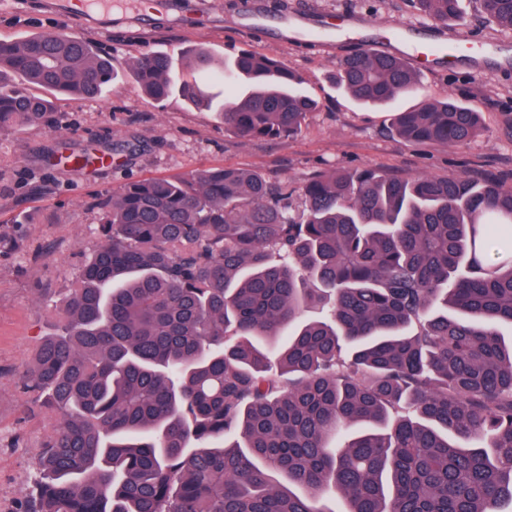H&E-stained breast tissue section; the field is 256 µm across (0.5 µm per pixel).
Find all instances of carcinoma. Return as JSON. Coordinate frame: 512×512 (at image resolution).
<instances>
[{
	"label": "carcinoma",
	"instance_id": "obj_1",
	"mask_svg": "<svg viewBox=\"0 0 512 512\" xmlns=\"http://www.w3.org/2000/svg\"><path fill=\"white\" fill-rule=\"evenodd\" d=\"M512 29V0H476ZM437 24L461 0H410ZM189 65L216 61L203 47ZM249 92L217 108L246 139L297 134L318 103L239 52ZM140 91L203 102L166 52ZM95 97L112 61L66 33L0 41V131L56 130L13 83ZM335 82L361 105L422 94L401 56L361 50ZM405 142L454 145L481 113L448 96L398 112ZM112 158L71 153L86 168ZM303 210L254 170L130 180L98 200L102 242L34 350L55 425L21 512H502L512 504V188L369 167L310 177ZM316 309V319L301 320Z\"/></svg>",
	"mask_w": 512,
	"mask_h": 512
}]
</instances>
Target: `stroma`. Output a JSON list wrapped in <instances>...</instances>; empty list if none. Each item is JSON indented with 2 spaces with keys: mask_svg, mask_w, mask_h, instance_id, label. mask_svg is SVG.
Returning <instances> with one entry per match:
<instances>
[{
  "mask_svg": "<svg viewBox=\"0 0 512 512\" xmlns=\"http://www.w3.org/2000/svg\"><path fill=\"white\" fill-rule=\"evenodd\" d=\"M307 7L316 19L359 22V35L338 32L333 46L313 39L276 40L241 25V0H208L205 20L186 30L177 14L199 0H154L152 7L126 5L90 10L69 21L70 0H0V41L66 30L93 41L112 59L114 79L103 96L53 95L58 129L27 126L0 132V233L23 240V249L0 251V512H19L37 475L52 421L21 386L26 363L53 332L55 313L66 301L85 260L101 243L102 213L93 199L112 194L131 179L169 177L215 167L261 171L287 184L293 207L298 190L330 169L378 167L402 176H492L512 186V30L485 23L474 0H462L458 32L473 40L472 58L421 72L422 96H453L481 112L486 129L462 145L409 144L392 136L394 112L417 108L422 96L380 107L354 102L331 81L350 53L387 28L403 25L425 33L434 22L413 14L405 0H261ZM208 48L232 60L248 49L280 60L304 79L302 89L318 103L297 136L274 142L248 140L225 129L218 113L174 94L145 97L131 62L162 50L178 64L185 52ZM112 145L122 148L120 166L70 167L69 152Z\"/></svg>",
  "mask_w": 512,
  "mask_h": 512,
  "instance_id": "35a3bbf8",
  "label": "stroma"
}]
</instances>
